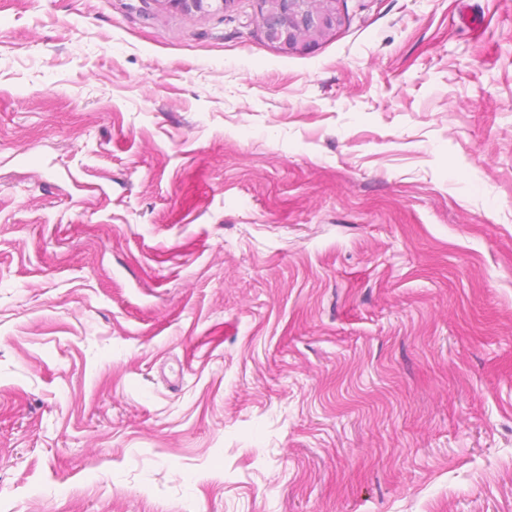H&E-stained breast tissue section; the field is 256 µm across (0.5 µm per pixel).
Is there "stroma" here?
<instances>
[{
  "mask_svg": "<svg viewBox=\"0 0 512 512\" xmlns=\"http://www.w3.org/2000/svg\"><path fill=\"white\" fill-rule=\"evenodd\" d=\"M0 0V512H512V0ZM164 2L186 14H193L224 11L228 3L233 0H164ZM266 40L284 51L310 46L336 23L335 0H259Z\"/></svg>",
  "mask_w": 512,
  "mask_h": 512,
  "instance_id": "1",
  "label": "stroma"
}]
</instances>
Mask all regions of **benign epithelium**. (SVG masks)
I'll return each instance as SVG.
<instances>
[{"label":"benign epithelium","mask_w":512,"mask_h":512,"mask_svg":"<svg viewBox=\"0 0 512 512\" xmlns=\"http://www.w3.org/2000/svg\"><path fill=\"white\" fill-rule=\"evenodd\" d=\"M186 14L223 11L233 0H164ZM266 40L284 51L310 46L336 23L335 0H259Z\"/></svg>","instance_id":"7a95c632"}]
</instances>
